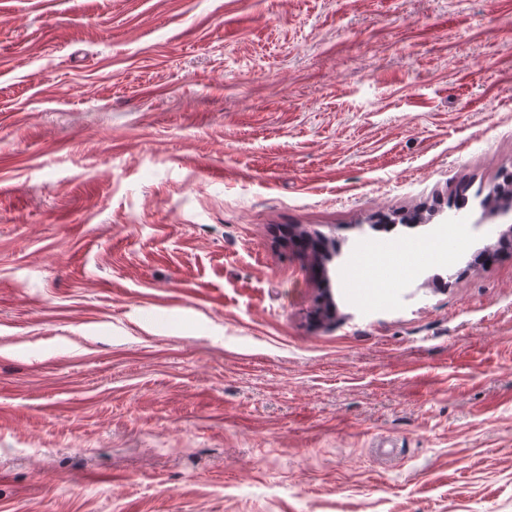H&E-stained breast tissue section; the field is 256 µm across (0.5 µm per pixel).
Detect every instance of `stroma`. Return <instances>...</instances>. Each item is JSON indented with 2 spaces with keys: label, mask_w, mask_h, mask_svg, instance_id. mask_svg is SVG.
<instances>
[{
  "label": "stroma",
  "mask_w": 512,
  "mask_h": 512,
  "mask_svg": "<svg viewBox=\"0 0 512 512\" xmlns=\"http://www.w3.org/2000/svg\"><path fill=\"white\" fill-rule=\"evenodd\" d=\"M510 172L512 0H0V512H512ZM401 248L399 242L392 243L391 247L382 253L381 259L367 266V273L371 279L383 280L389 271L401 262Z\"/></svg>",
  "instance_id": "obj_1"
}]
</instances>
